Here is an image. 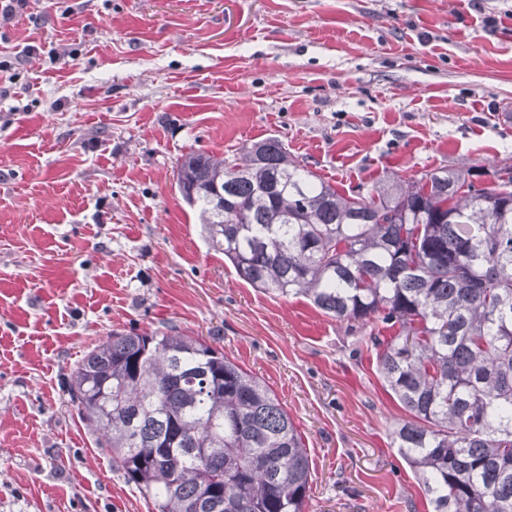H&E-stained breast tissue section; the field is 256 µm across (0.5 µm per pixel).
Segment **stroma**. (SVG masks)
<instances>
[{"label":"stroma","instance_id":"stroma-1","mask_svg":"<svg viewBox=\"0 0 512 512\" xmlns=\"http://www.w3.org/2000/svg\"><path fill=\"white\" fill-rule=\"evenodd\" d=\"M0 38V512H153L70 402L114 332L215 339L302 435L306 512H431L374 349L239 279L176 186L275 139L346 196L512 165V0H37ZM36 54L26 55L27 46Z\"/></svg>","mask_w":512,"mask_h":512}]
</instances>
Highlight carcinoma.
Masks as SVG:
<instances>
[{"label":"carcinoma","instance_id":"1","mask_svg":"<svg viewBox=\"0 0 512 512\" xmlns=\"http://www.w3.org/2000/svg\"><path fill=\"white\" fill-rule=\"evenodd\" d=\"M437 169L346 197L277 140L192 152L183 200L247 284L366 332L406 412L396 448L432 512H512V166ZM68 392L155 512H306L302 436L272 390L205 340L114 333Z\"/></svg>","mask_w":512,"mask_h":512}]
</instances>
